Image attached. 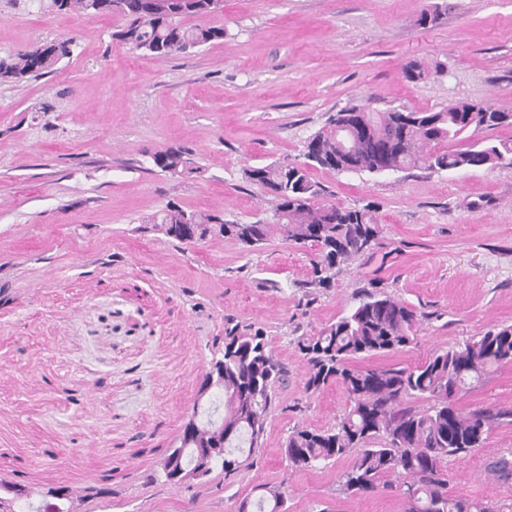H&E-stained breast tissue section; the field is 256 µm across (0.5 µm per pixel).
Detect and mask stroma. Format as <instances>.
Wrapping results in <instances>:
<instances>
[{
    "mask_svg": "<svg viewBox=\"0 0 512 512\" xmlns=\"http://www.w3.org/2000/svg\"><path fill=\"white\" fill-rule=\"evenodd\" d=\"M0 0V56L73 38L51 74L0 84V477L34 491L69 487L77 512L107 488L102 512H237L243 499L288 486V512H405L398 492L343 493L348 454L294 470L293 427H333L346 395L306 393L296 347L348 313L369 282L421 315L413 343L362 359L415 365L494 325L512 324V166L391 175L314 168L347 207L370 206L374 254L311 285V250L278 228L252 252L210 237L170 242L151 230L169 203L226 221H269L246 168L302 161L330 114L437 110L456 101L512 111V0H224L209 17L224 41L144 58L113 41L117 21ZM440 24L418 26L426 9ZM417 60L429 78L406 82ZM443 74H435L436 66ZM188 150L197 173L173 178L157 150ZM260 328L288 369L247 465L207 485L158 474L177 447L224 321ZM466 410L512 408V364L461 393ZM512 458V424L449 459L448 492L512 503L492 464Z\"/></svg>",
    "mask_w": 512,
    "mask_h": 512,
    "instance_id": "35a3bbf8",
    "label": "stroma"
}]
</instances>
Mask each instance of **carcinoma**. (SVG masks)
I'll return each mask as SVG.
<instances>
[{
  "instance_id": "1",
  "label": "carcinoma",
  "mask_w": 512,
  "mask_h": 512,
  "mask_svg": "<svg viewBox=\"0 0 512 512\" xmlns=\"http://www.w3.org/2000/svg\"><path fill=\"white\" fill-rule=\"evenodd\" d=\"M48 8L119 21L112 39L144 57L171 56L226 37L221 26L204 19L221 11L224 0H49ZM187 18L198 20L188 26ZM73 53V39L60 38L0 58V81L19 82L54 72ZM430 74L411 61L403 77L416 83ZM512 126V112H489L469 101H456L433 111L406 107L384 111L366 105L347 106L329 117L328 129L306 141L301 163L275 161L244 171L245 179L270 196L273 223L288 242L314 250L311 284L331 287L340 266L369 258L379 234L370 208L321 203L327 190L310 177V169L375 174L386 165L399 171L480 170L512 159V143L444 145L469 140L480 130ZM154 166L172 177L199 171L189 153L176 146L156 151ZM182 224L199 225L196 240L229 238L248 250L266 240L268 224H227L217 214L187 211L173 203L155 228L180 244ZM417 310L383 291L364 289L358 304L321 331L298 340L309 373L307 392L336 383L347 396V408L330 428L297 426L285 443L288 466L315 469L359 449L353 465L340 476L341 490L367 497L380 486L411 491L406 512H499L479 499L448 494L444 461L479 448L497 426L512 422V410L495 406L465 411L456 405L463 391L480 385L493 368L512 363V325L493 326L480 336L424 362L402 368H362L358 359L397 352L414 341ZM224 365V431L213 435L226 455L216 457L200 478L207 484L216 471L231 472L252 456L263 435L274 390L288 385L281 364L261 329L224 323V349L212 354ZM426 400L428 407L410 401ZM16 482L0 478V503L12 512H50L12 493ZM282 487L269 490L256 503L242 501L238 512H286Z\"/></svg>"
}]
</instances>
